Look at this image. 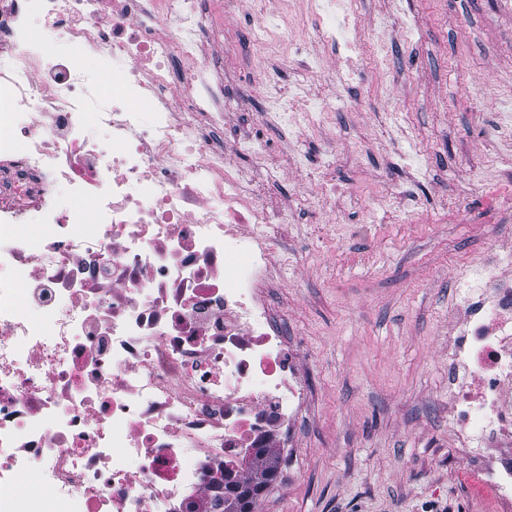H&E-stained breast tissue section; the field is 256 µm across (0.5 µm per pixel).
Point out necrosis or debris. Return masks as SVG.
Here are the masks:
<instances>
[{"label": "necrosis or debris", "mask_w": 512, "mask_h": 512, "mask_svg": "<svg viewBox=\"0 0 512 512\" xmlns=\"http://www.w3.org/2000/svg\"><path fill=\"white\" fill-rule=\"evenodd\" d=\"M269 54L296 47L252 0ZM307 42L346 47L357 0H310ZM210 0H0V512H187L287 447L310 398L288 311L279 167L227 163L249 94ZM284 89L294 156L340 111ZM455 443L512 512V274L487 253L448 316Z\"/></svg>", "instance_id": "1"}]
</instances>
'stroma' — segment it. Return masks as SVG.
Returning <instances> with one entry per match:
<instances>
[{"mask_svg":"<svg viewBox=\"0 0 512 512\" xmlns=\"http://www.w3.org/2000/svg\"><path fill=\"white\" fill-rule=\"evenodd\" d=\"M362 65L334 136L314 139L275 187L297 254L279 292L314 405L257 512H494L468 452L451 445L448 308L488 245L512 254V0H361ZM248 7L224 17V60L254 82L276 69L307 95L338 53L275 64ZM427 168L412 179L400 160ZM334 155L341 210L297 209L302 176ZM407 198L367 223L359 201Z\"/></svg>","mask_w":512,"mask_h":512,"instance_id":"stroma-1","label":"stroma"}]
</instances>
